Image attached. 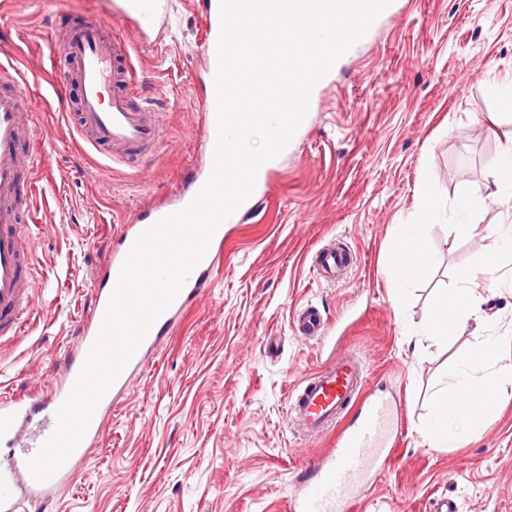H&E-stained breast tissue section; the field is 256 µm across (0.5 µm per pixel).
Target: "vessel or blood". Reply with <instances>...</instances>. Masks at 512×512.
Here are the masks:
<instances>
[{
	"instance_id": "obj_1",
	"label": "vessel or blood",
	"mask_w": 512,
	"mask_h": 512,
	"mask_svg": "<svg viewBox=\"0 0 512 512\" xmlns=\"http://www.w3.org/2000/svg\"><path fill=\"white\" fill-rule=\"evenodd\" d=\"M205 38L201 53L207 75L216 69L220 31L219 0H201ZM168 18L167 0H105L101 13L77 23L51 18L48 40L63 54L67 69L59 76L57 105L76 110L74 128L90 148L103 150L110 163L124 165L155 156L164 131V114L146 96L130 67L135 48L151 42V34ZM24 79L0 68V339L23 334L33 310L32 265L35 234L30 224L33 186L48 153L36 150L41 113L22 99ZM79 91L77 102L66 95ZM198 150L202 158L192 181L168 209L135 211L110 243L111 261L93 286V307L82 329L76 354H64V375L47 394L27 401L0 399V512H19L24 504L47 499L81 471L86 450L98 442L103 420L116 398L126 393L131 376L150 362L157 345L175 326L188 303L211 285L220 272L224 233L216 231L204 259L189 275L170 307L158 318L132 360L99 402L81 443L64 465L45 482L35 481L26 462L51 435L56 412L68 396L94 342L123 262L138 235L187 206L207 181L216 141V96L207 87L199 102ZM300 335L322 337L329 331L323 314L308 307L297 321ZM365 375L354 357L343 354L307 376L291 396L290 420L308 436L334 433L326 452L310 467L291 512H359L377 474L393 455L399 410L395 400L365 392Z\"/></svg>"
}]
</instances>
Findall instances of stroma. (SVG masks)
<instances>
[{"instance_id": "stroma-1", "label": "stroma", "mask_w": 512, "mask_h": 512, "mask_svg": "<svg viewBox=\"0 0 512 512\" xmlns=\"http://www.w3.org/2000/svg\"><path fill=\"white\" fill-rule=\"evenodd\" d=\"M157 47L131 65L163 110L166 139L139 170L82 145L56 110L51 14L83 16L100 0H8L0 7V63L34 73L28 96L43 113L37 136L51 149L39 184L36 312L22 336L0 341V393L50 388L63 351H78L92 286L114 231L134 211L167 202L199 163V99L205 61L197 0H169ZM512 79V0H392L318 89L269 176L224 225L221 271L159 344L147 369L104 421L98 444L70 485L25 512H290L299 475L331 439H303L288 425L298 384L335 356L360 351L370 389L400 404L403 435L361 512H432L445 497L459 512H512V390L484 432L431 445L421 424L449 367L490 345L512 364V264L485 266L512 213L488 204L457 235L460 183L486 192L512 123L488 87ZM427 183L443 204L427 227V271L395 306L384 270L402 225L415 224ZM337 242L352 258L333 281L314 265ZM477 275L485 325L468 320L450 342L426 338L457 273ZM334 333L298 336L305 306Z\"/></svg>"}]
</instances>
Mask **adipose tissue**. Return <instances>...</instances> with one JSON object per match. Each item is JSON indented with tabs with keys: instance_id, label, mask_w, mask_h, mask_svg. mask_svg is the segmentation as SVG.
<instances>
[{
	"instance_id": "1",
	"label": "adipose tissue",
	"mask_w": 512,
	"mask_h": 512,
	"mask_svg": "<svg viewBox=\"0 0 512 512\" xmlns=\"http://www.w3.org/2000/svg\"><path fill=\"white\" fill-rule=\"evenodd\" d=\"M484 196L472 194L467 187H460L456 196L458 221L455 230L461 235H471L473 224L468 218L477 210L494 202L512 203V142L505 148L503 158L490 173ZM394 260L387 266L385 275L394 285L393 301L405 299L404 285L428 261L430 248L421 224L404 225L394 241ZM459 288L454 289L443 301L426 329L427 335L446 338L458 335L460 326L479 312V298L473 286L472 270H461ZM512 380V364L503 363L491 348H484L480 355L464 368L451 374L452 399L440 401L429 414L424 432L432 441L457 442L477 436L485 425L484 411L474 410L471 399L475 392L494 393L499 382Z\"/></svg>"
}]
</instances>
